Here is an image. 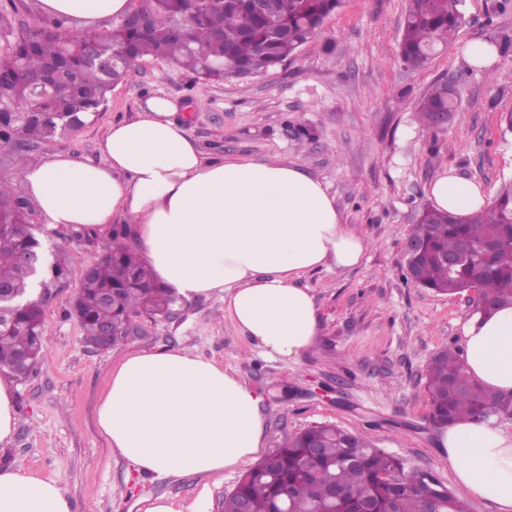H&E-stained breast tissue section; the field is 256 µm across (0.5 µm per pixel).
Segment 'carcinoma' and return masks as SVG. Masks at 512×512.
<instances>
[{
  "mask_svg": "<svg viewBox=\"0 0 512 512\" xmlns=\"http://www.w3.org/2000/svg\"><path fill=\"white\" fill-rule=\"evenodd\" d=\"M130 10L112 19V28L73 33L64 19H44L34 27L15 30L10 12L14 0H0V104L16 108L0 112V144L19 148L47 143L86 127V114L102 110L112 78L73 48L93 40L129 57L118 63V81L131 79L136 62L163 59L208 80L246 77L270 70L293 56L320 29L341 0H272L267 10L254 0H130ZM460 0H408L401 26L400 53L411 67L423 66L440 43L459 27ZM61 75L67 88L39 95L32 81ZM456 89L440 81L431 85L417 105L423 121L437 112L456 111ZM34 224L28 199L9 182L0 181V224ZM126 228L114 231L112 250L87 267L71 303L84 339L97 340L103 323L115 326L112 345L127 337L126 324L142 314L162 316L177 302L156 282L136 249L119 242ZM424 249L411 262L415 283L443 294L478 286L490 299L478 308L512 304V184L503 187L486 209L467 219L425 208L414 227ZM487 246L454 270L446 256L460 250L462 240ZM46 253L29 228L0 231V281L24 300L30 282L48 287L72 270L58 255L37 269L20 262L22 253ZM115 295L114 302L104 294ZM46 349L44 304L33 300L18 308L13 323L0 330V370L26 380L36 371ZM29 353L30 359L21 360ZM429 419L447 427L469 419L512 416V394L488 391L465 371L459 352L448 349L427 369ZM467 512L465 501L424 472H407L403 463L373 446L363 436L329 425H314L293 435L253 466L224 496V512Z\"/></svg>",
  "mask_w": 512,
  "mask_h": 512,
  "instance_id": "1",
  "label": "carcinoma"
}]
</instances>
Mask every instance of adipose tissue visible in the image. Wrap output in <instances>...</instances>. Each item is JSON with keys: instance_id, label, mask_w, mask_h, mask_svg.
Returning a JSON list of instances; mask_svg holds the SVG:
<instances>
[{"instance_id": "obj_1", "label": "adipose tissue", "mask_w": 512, "mask_h": 512, "mask_svg": "<svg viewBox=\"0 0 512 512\" xmlns=\"http://www.w3.org/2000/svg\"><path fill=\"white\" fill-rule=\"evenodd\" d=\"M45 16L87 28L123 15L129 0H40ZM179 105L148 98L110 123L102 162L50 153L18 173L49 228L131 224L155 279L178 298L215 293L263 354L298 358L318 335L312 270L358 266L367 240L343 224L327 188L301 166L206 155ZM435 207L467 217L487 205L480 184L444 171L429 186ZM464 362L487 387L512 393V306L466 317ZM262 397L223 365L184 350L121 358L97 409L113 451L139 473L220 475L266 446ZM439 451L473 498L512 512V434L494 419L441 429ZM0 512H72L59 480L0 469Z\"/></svg>"}]
</instances>
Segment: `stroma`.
<instances>
[{
    "mask_svg": "<svg viewBox=\"0 0 512 512\" xmlns=\"http://www.w3.org/2000/svg\"><path fill=\"white\" fill-rule=\"evenodd\" d=\"M465 0L455 38L421 68L400 57L406 0H342L296 58L277 69L214 83L162 60L140 61L133 79L115 85L102 112L70 135L35 148L34 157L66 153L97 162L107 125L127 118L146 98L180 105L199 147L212 156L273 158L303 166L334 197L343 223L369 242L360 266L306 273L320 333L295 360L262 355L234 326L221 295L178 301L171 316L136 319L111 349H93L65 310L79 273L112 247L111 230L41 229L73 273L51 288L44 305L47 351L37 375L15 384L16 429L0 445V468L21 466L59 478L73 512H144V497L192 501L206 493L221 512L242 469L222 477H133L96 423L113 365L132 352L186 349L222 362L262 396L268 448L316 423L369 437L400 457L406 471L431 475L458 492L428 420L427 364L461 347L469 294L443 295L406 277L405 242L446 169L481 184L494 198L512 181V132L499 124L512 110V50L491 68L471 65L466 45L512 39V7ZM457 87V110L442 124L421 125L417 103L436 80Z\"/></svg>",
    "mask_w": 512,
    "mask_h": 512,
    "instance_id": "obj_1",
    "label": "stroma"
}]
</instances>
